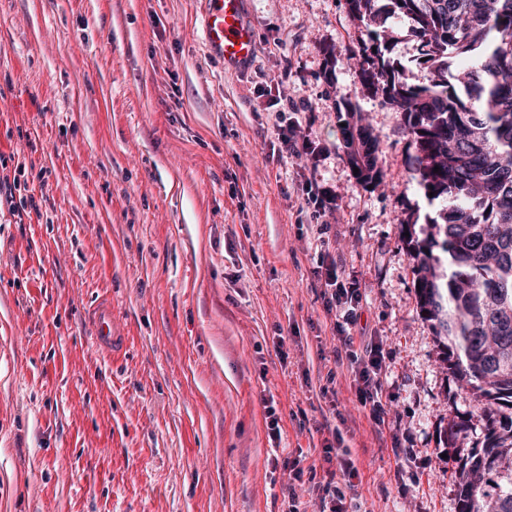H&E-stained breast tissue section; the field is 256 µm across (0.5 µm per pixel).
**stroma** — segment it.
Returning a JSON list of instances; mask_svg holds the SVG:
<instances>
[{
  "label": "stroma",
  "mask_w": 512,
  "mask_h": 512,
  "mask_svg": "<svg viewBox=\"0 0 512 512\" xmlns=\"http://www.w3.org/2000/svg\"><path fill=\"white\" fill-rule=\"evenodd\" d=\"M242 3L256 51L228 72L205 0H0V154L50 173L29 185L40 215L0 209V512H287L282 458L315 500L335 426L353 512H458L484 420L420 313L406 232L426 201L351 59L366 29L345 0ZM278 96L312 152L280 159ZM347 101L379 137L374 189L344 155ZM322 252L361 294L353 348L384 349L383 422L356 399ZM100 297L118 357L96 346Z\"/></svg>",
  "instance_id": "1"
}]
</instances>
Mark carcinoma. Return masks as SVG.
I'll use <instances>...</instances> for the list:
<instances>
[{
    "label": "carcinoma",
    "instance_id": "carcinoma-1",
    "mask_svg": "<svg viewBox=\"0 0 512 512\" xmlns=\"http://www.w3.org/2000/svg\"><path fill=\"white\" fill-rule=\"evenodd\" d=\"M369 42L360 78L401 116L411 152L408 182L431 207L409 231L418 305L471 385L485 417L472 449L458 512H512V0H346ZM406 18L419 39L425 81L413 84L391 46L388 21ZM341 128L345 156L367 187L382 182L379 143L352 105ZM438 172H433L434 167Z\"/></svg>",
    "mask_w": 512,
    "mask_h": 512
}]
</instances>
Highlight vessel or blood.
Returning <instances> with one entry per match:
<instances>
[{
    "label": "vessel or blood",
    "mask_w": 512,
    "mask_h": 512,
    "mask_svg": "<svg viewBox=\"0 0 512 512\" xmlns=\"http://www.w3.org/2000/svg\"><path fill=\"white\" fill-rule=\"evenodd\" d=\"M204 40L224 61L228 70L239 69L250 63L255 55L256 32L243 18L241 0H211L203 17ZM101 348L119 353L124 348V337L112 318V307L97 304L92 310Z\"/></svg>",
    "instance_id": "1"
}]
</instances>
